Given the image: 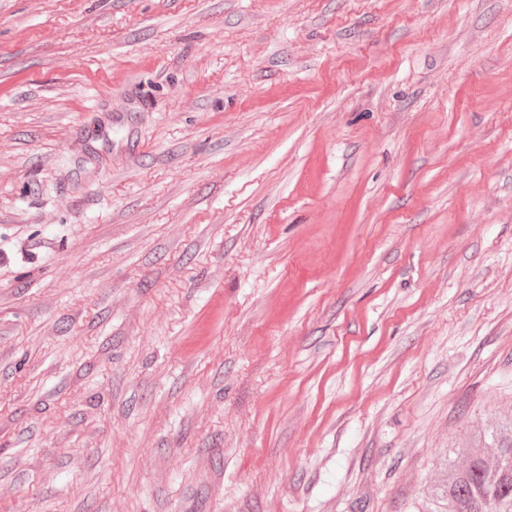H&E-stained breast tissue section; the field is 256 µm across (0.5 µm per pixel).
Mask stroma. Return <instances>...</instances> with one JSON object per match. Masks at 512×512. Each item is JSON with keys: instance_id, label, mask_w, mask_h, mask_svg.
<instances>
[{"instance_id": "obj_1", "label": "stroma", "mask_w": 512, "mask_h": 512, "mask_svg": "<svg viewBox=\"0 0 512 512\" xmlns=\"http://www.w3.org/2000/svg\"><path fill=\"white\" fill-rule=\"evenodd\" d=\"M512 419V0H0V512H421Z\"/></svg>"}]
</instances>
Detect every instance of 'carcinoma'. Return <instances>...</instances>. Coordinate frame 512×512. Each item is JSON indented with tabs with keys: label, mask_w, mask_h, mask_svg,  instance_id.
<instances>
[{
	"label": "carcinoma",
	"mask_w": 512,
	"mask_h": 512,
	"mask_svg": "<svg viewBox=\"0 0 512 512\" xmlns=\"http://www.w3.org/2000/svg\"><path fill=\"white\" fill-rule=\"evenodd\" d=\"M423 512H512V419L496 427L487 450L447 462Z\"/></svg>",
	"instance_id": "obj_1"
}]
</instances>
